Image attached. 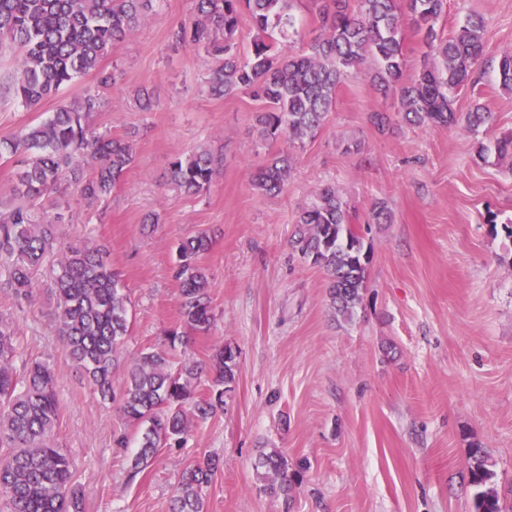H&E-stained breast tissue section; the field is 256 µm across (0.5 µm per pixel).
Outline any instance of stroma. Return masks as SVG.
I'll return each mask as SVG.
<instances>
[{"instance_id": "obj_1", "label": "stroma", "mask_w": 512, "mask_h": 512, "mask_svg": "<svg viewBox=\"0 0 512 512\" xmlns=\"http://www.w3.org/2000/svg\"><path fill=\"white\" fill-rule=\"evenodd\" d=\"M192 0H157L153 12L100 63L116 71L92 116L100 132L134 135L135 161L111 196L72 202L67 242L102 247L131 300L121 366L181 327L173 277L178 241L206 232L215 321L177 348L176 363L237 353L222 410L194 422L181 448H163L137 477L115 437L127 431L117 404L94 393L66 352L55 321L48 258L29 300L0 287L21 360H49L59 400L56 439L85 492L84 512H168L182 471L209 456L222 469L206 489L207 512H473L470 453L481 448L501 498L512 503V159L477 156L512 132V93L500 87L501 51L512 49V0H447L436 29L448 36L481 14L488 51L476 85L457 94L460 112L480 105L491 124L411 126L396 98L382 99L360 76L341 86L336 109L304 147L261 141L258 104L239 93L207 94L212 60L175 50L170 26L189 19ZM85 74L57 97L29 107L0 96V139L35 124L94 87ZM153 97L151 111L136 99ZM385 107L391 121L376 127ZM206 147L223 158L209 192L191 196L171 180L174 158ZM290 152L288 188L258 194L254 171ZM335 185L371 253L367 282L350 320L337 318L329 279L294 253L296 215L323 185ZM387 223L372 219L377 206ZM280 449L300 473L289 502L259 488L255 463Z\"/></svg>"}]
</instances>
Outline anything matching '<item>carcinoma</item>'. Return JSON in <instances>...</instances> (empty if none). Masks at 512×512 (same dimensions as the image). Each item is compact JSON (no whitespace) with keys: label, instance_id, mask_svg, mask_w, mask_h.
Wrapping results in <instances>:
<instances>
[{"label":"carcinoma","instance_id":"obj_1","mask_svg":"<svg viewBox=\"0 0 512 512\" xmlns=\"http://www.w3.org/2000/svg\"><path fill=\"white\" fill-rule=\"evenodd\" d=\"M156 0H0V46L18 54V76L12 95L29 107L56 96L76 78L99 68L109 49L118 47L153 10ZM193 16L172 32L175 44L201 46L217 66L205 81L208 94L221 98L243 92L259 103L257 134L262 140L287 137L303 146L323 127L336 106L338 88L373 65L371 78L379 93L399 96V112L418 125L457 126L476 130L490 123L492 112L475 107L462 114L456 93L473 79L484 51L485 22L468 17L450 36L435 24L444 0H310L320 19L319 32L296 51L276 50L277 38L299 36L292 0H193ZM248 15L255 35L244 48L237 31ZM411 17L433 61L406 75L403 45L405 17ZM99 86L88 89L71 106L0 140V158L20 169L16 202L0 209V271L17 299L29 296L34 277L46 258L59 253L53 268L55 319L71 359L85 371L102 397L119 400L127 423L141 429L131 459L134 478L151 464L162 447H180L195 420L214 416L224 387L236 378V354L219 348L211 362H184L175 367L170 351L188 341L189 333H206L214 320L209 274L201 257L210 247L205 233L182 238L177 246L174 277L179 282L184 330L165 333L168 348H146L127 370L120 394L112 374L130 327L129 298L120 274L106 255L85 243L61 241L62 205L50 219L37 218V204L64 188L92 205L109 196L134 162L132 141L95 131L92 114L102 104ZM502 89L512 92V50L498 62ZM222 159L208 150L171 162V179L186 193L210 188ZM290 156L275 154L253 177L262 195L284 191ZM290 245L304 260L330 277L329 296L336 315L350 319L365 288L369 253L349 222L345 200L332 185L318 190L301 208ZM19 348L9 320L0 317V500L5 512H84V492L73 479V462L56 442L59 403L55 369L36 361L17 373ZM212 376L208 393L197 390L202 373ZM473 450L470 483L476 488L475 512H506L491 486L493 474ZM220 468L207 457L186 468L179 479L170 512H206L205 490ZM262 490L288 501L296 475L276 448L255 464Z\"/></svg>","mask_w":512,"mask_h":512}]
</instances>
